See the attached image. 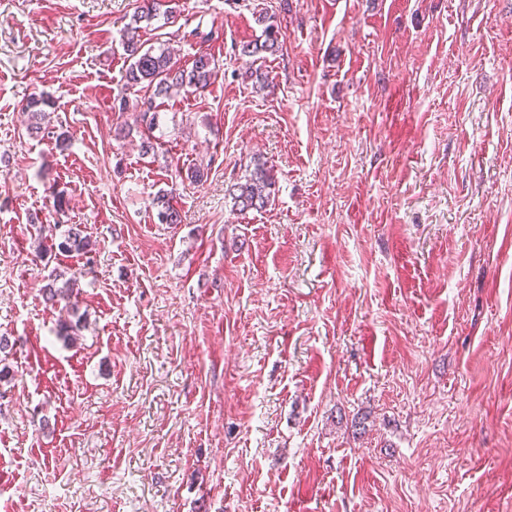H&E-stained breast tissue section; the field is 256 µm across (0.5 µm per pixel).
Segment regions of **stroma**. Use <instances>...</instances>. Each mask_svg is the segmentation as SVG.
I'll list each match as a JSON object with an SVG mask.
<instances>
[{
    "mask_svg": "<svg viewBox=\"0 0 512 512\" xmlns=\"http://www.w3.org/2000/svg\"><path fill=\"white\" fill-rule=\"evenodd\" d=\"M140 3L0 0V512H512V0H179L200 39L142 38L217 76L151 131L112 109ZM271 17H267V14H259L257 17L258 23L265 24V28L263 30L264 40L259 41L258 39L255 42H249L247 44L242 45L240 48V55L244 57H257L256 59L263 58L261 54H274L279 50V40L278 35L279 31L277 27L275 29V25L270 21ZM269 23V24H267ZM254 59V60H256ZM55 102L49 97L39 96L32 97L26 104L25 110L31 113V124L28 127L29 134H38L42 132L44 120L46 118V110L44 107L54 108ZM275 185V180L264 164L256 163L245 182L233 184L228 195L240 212L261 211L268 205L272 193L275 192ZM61 241L57 247L60 251L80 250L86 254L92 251V243L86 236H82V230L77 226H71L60 236ZM76 276L66 280L62 286H57V275L54 279H51L42 289V293L45 299L51 303V305H61L64 303L63 308L70 310L74 314L75 304L71 303V297L73 293V286L76 282Z\"/></svg>",
    "mask_w": 512,
    "mask_h": 512,
    "instance_id": "35a3bbf8",
    "label": "stroma"
}]
</instances>
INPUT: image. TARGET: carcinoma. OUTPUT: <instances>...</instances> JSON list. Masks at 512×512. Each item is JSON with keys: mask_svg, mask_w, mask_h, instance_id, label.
Segmentation results:
<instances>
[{"mask_svg": "<svg viewBox=\"0 0 512 512\" xmlns=\"http://www.w3.org/2000/svg\"><path fill=\"white\" fill-rule=\"evenodd\" d=\"M173 0H142L139 10L133 15L132 22L126 24L123 30L122 45L129 65L123 76V85L120 94L113 99V108L120 112L127 110L129 99L127 92L138 87L146 88L151 94L140 99L136 103L139 107V117L146 126H151L158 107L157 100L170 98L172 92L197 91L207 88L215 76V62L211 54L200 52L195 55L191 64L184 67L171 61L168 52L153 46L146 45L139 34V23L151 22L161 15L166 19H174L173 8L170 3ZM257 21L265 28L264 40L249 42L242 45L240 55L244 57H259L261 54H273L279 50V31L270 23V18L264 14L257 17ZM55 105L48 97L39 96L31 98L25 110L31 113V124L28 127L29 134L42 132L46 109ZM275 192V180L263 164L255 165L250 176L245 182H237L229 189V196L233 205L239 211H260L264 209L272 193ZM157 208V219L161 224H179L181 216L179 211L170 203V199L162 195L154 202ZM58 249L61 251L80 250L85 253L92 251V243L82 235V230L71 226L60 236ZM76 278L66 280L62 285H57V279L50 280L42 289L45 299L53 305H64L67 310H74L75 304L71 303L73 286Z\"/></svg>", "mask_w": 512, "mask_h": 512, "instance_id": "obj_1", "label": "carcinoma"}]
</instances>
